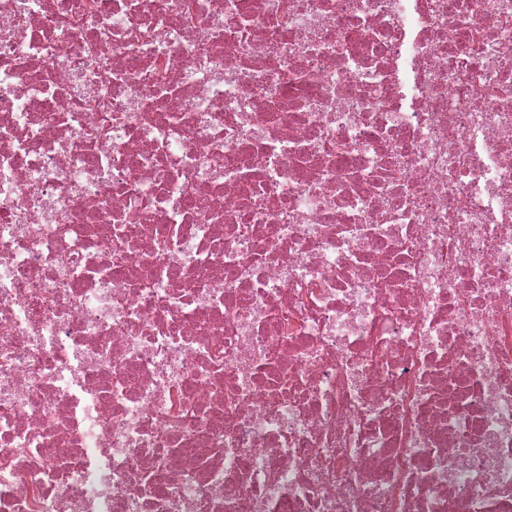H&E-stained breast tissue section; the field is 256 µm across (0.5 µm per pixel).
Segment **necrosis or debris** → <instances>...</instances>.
Masks as SVG:
<instances>
[{"instance_id": "4bbe7bcc", "label": "necrosis or debris", "mask_w": 512, "mask_h": 512, "mask_svg": "<svg viewBox=\"0 0 512 512\" xmlns=\"http://www.w3.org/2000/svg\"><path fill=\"white\" fill-rule=\"evenodd\" d=\"M0 512H512V0H0Z\"/></svg>"}]
</instances>
